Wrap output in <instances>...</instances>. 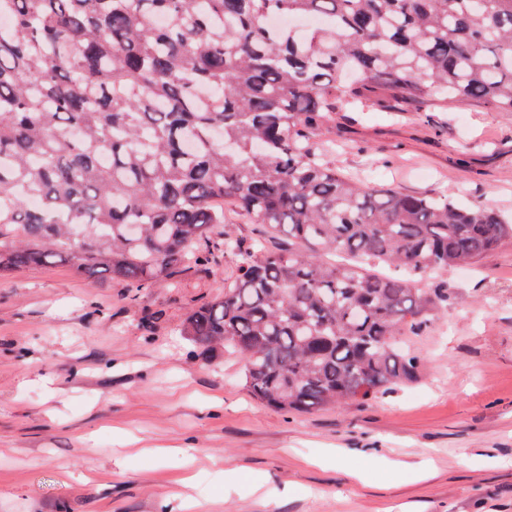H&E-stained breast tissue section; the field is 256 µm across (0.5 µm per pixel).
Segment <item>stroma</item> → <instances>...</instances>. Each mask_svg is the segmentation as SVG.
I'll return each mask as SVG.
<instances>
[{"instance_id": "35a3bbf8", "label": "stroma", "mask_w": 512, "mask_h": 512, "mask_svg": "<svg viewBox=\"0 0 512 512\" xmlns=\"http://www.w3.org/2000/svg\"><path fill=\"white\" fill-rule=\"evenodd\" d=\"M344 174L512 213V112L445 102L344 113ZM232 266L134 293L62 263L0 278V512H512V241L448 270L410 341L417 383L297 415L262 406L187 314Z\"/></svg>"}]
</instances>
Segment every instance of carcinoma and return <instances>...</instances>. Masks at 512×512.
Listing matches in <instances>:
<instances>
[{
  "label": "carcinoma",
  "mask_w": 512,
  "mask_h": 512,
  "mask_svg": "<svg viewBox=\"0 0 512 512\" xmlns=\"http://www.w3.org/2000/svg\"><path fill=\"white\" fill-rule=\"evenodd\" d=\"M0 16V277L64 261L142 291L230 256L181 335L237 353L264 406L416 382L401 342L448 284L363 264L440 276L512 240L490 205L350 179L319 145L360 105L512 112V0H0ZM275 16L321 25L298 37ZM226 204L288 246H243Z\"/></svg>",
  "instance_id": "1"
}]
</instances>
